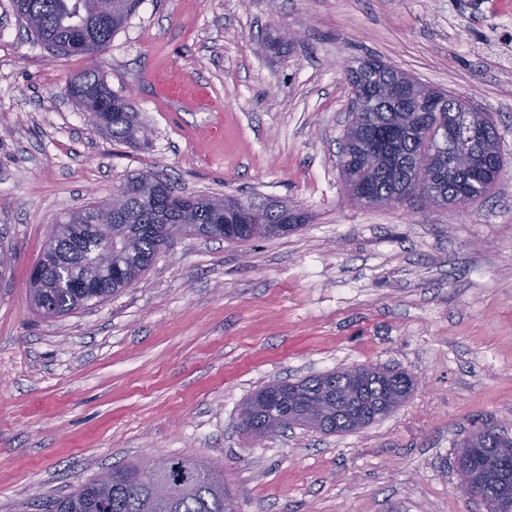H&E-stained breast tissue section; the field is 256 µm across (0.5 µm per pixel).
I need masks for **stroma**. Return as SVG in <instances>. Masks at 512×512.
Instances as JSON below:
<instances>
[{"label": "stroma", "instance_id": "1", "mask_svg": "<svg viewBox=\"0 0 512 512\" xmlns=\"http://www.w3.org/2000/svg\"><path fill=\"white\" fill-rule=\"evenodd\" d=\"M475 2L140 0L91 59L50 54L0 0V512L171 456L220 466L238 512H487L454 457L484 425L512 435V15ZM369 55L492 114L504 166L488 196L348 201L346 70ZM90 68L131 97L146 140L112 141L67 95ZM141 172L306 221L175 239L108 301L40 316L29 276L50 225ZM354 364L415 388L354 432L239 431L266 384Z\"/></svg>", "mask_w": 512, "mask_h": 512}]
</instances>
